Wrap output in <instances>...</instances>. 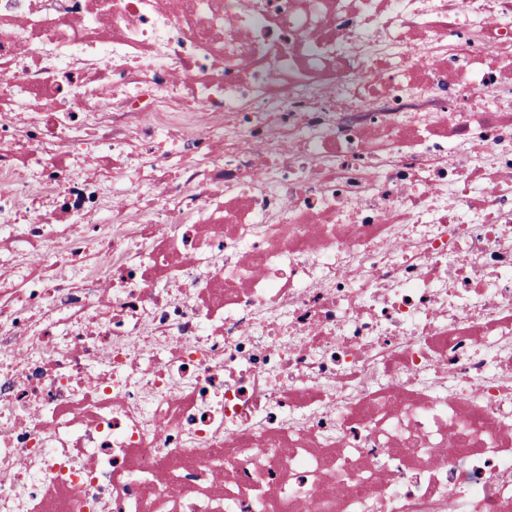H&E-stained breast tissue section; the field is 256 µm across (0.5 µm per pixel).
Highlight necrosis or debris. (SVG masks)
Masks as SVG:
<instances>
[{
  "label": "necrosis or debris",
  "instance_id": "1",
  "mask_svg": "<svg viewBox=\"0 0 512 512\" xmlns=\"http://www.w3.org/2000/svg\"><path fill=\"white\" fill-rule=\"evenodd\" d=\"M0 73V512H512V0H0Z\"/></svg>",
  "mask_w": 512,
  "mask_h": 512
}]
</instances>
